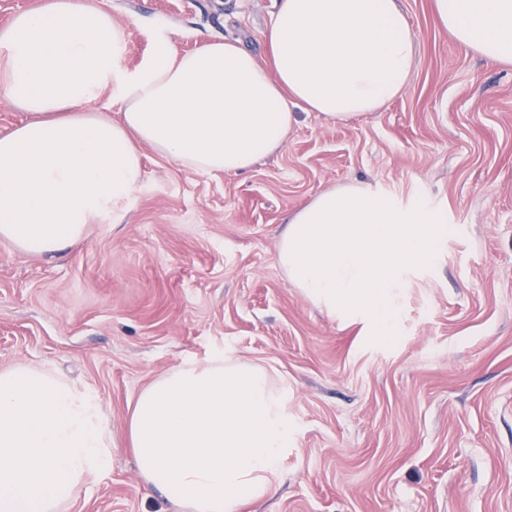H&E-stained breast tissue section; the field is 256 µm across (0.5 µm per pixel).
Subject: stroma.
<instances>
[{
	"instance_id": "obj_1",
	"label": "stroma",
	"mask_w": 512,
	"mask_h": 512,
	"mask_svg": "<svg viewBox=\"0 0 512 512\" xmlns=\"http://www.w3.org/2000/svg\"><path fill=\"white\" fill-rule=\"evenodd\" d=\"M275 2L106 0L129 69L160 25L182 52L235 38L264 57ZM399 3L417 55L380 110L296 111L284 149L241 173L146 150L124 223L91 225L54 258L0 241V368L94 390L116 443L111 470L64 512H180L125 446L129 405L217 350L288 390L278 491L248 512H512V65L449 39L431 0ZM355 182L448 215L431 266L408 275L390 346L318 309L277 261L287 217Z\"/></svg>"
}]
</instances>
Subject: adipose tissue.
<instances>
[{
	"instance_id": "adipose-tissue-1",
	"label": "adipose tissue",
	"mask_w": 512,
	"mask_h": 512,
	"mask_svg": "<svg viewBox=\"0 0 512 512\" xmlns=\"http://www.w3.org/2000/svg\"><path fill=\"white\" fill-rule=\"evenodd\" d=\"M448 37L512 64V0H432ZM257 59L233 39L180 52L164 30L132 71L100 0H42L0 28V95L25 120L0 135V240L41 256L123 223L143 147L205 175L281 150L295 109L347 120L396 98L416 39L397 0H277ZM115 114L89 111L102 93ZM288 397L262 366L185 360L136 397L128 442L146 485L183 512H243L277 491Z\"/></svg>"
}]
</instances>
